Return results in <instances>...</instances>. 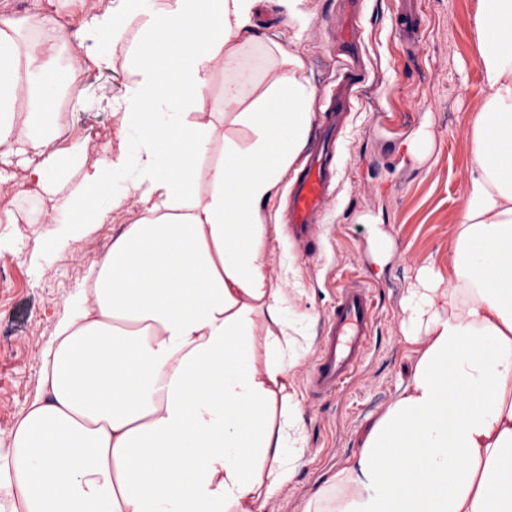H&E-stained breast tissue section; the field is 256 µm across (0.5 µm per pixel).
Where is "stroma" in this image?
<instances>
[{"label": "stroma", "instance_id": "35a3bbf8", "mask_svg": "<svg viewBox=\"0 0 512 512\" xmlns=\"http://www.w3.org/2000/svg\"><path fill=\"white\" fill-rule=\"evenodd\" d=\"M349 0H296L293 26L276 11L257 18L280 45L245 46L243 65L254 74L244 100L267 86L265 73L287 75L284 52H299L317 89L313 112H321L342 73L333 30ZM397 0H364L361 16L364 81L336 145V178L317 224V246L290 240L282 203L274 201L265 250L269 272L290 292L293 333L310 337L294 370L297 398L308 436L303 464L294 480L268 503L265 512H303L312 494L331 480L358 448L372 424L397 399L417 360L415 343L402 329L401 299L422 267H432L440 284L459 222L471 161L470 136L481 103L482 73L473 21L478 0H417L419 28L408 43L396 22ZM75 33V50L91 65L70 79L73 99L64 105L58 146L96 158L104 144L113 154L128 151L137 133L115 112L100 110L99 98L121 96L136 79L129 47L136 28L112 54L97 59L98 36L83 29L79 16L62 14ZM208 161H218L225 141L247 148L253 130L234 115L216 116ZM134 171L113 179L123 202L112 220L89 228L73 248L48 249V205L23 194V177L0 188V211L17 222L0 232V448L8 447L17 421L40 389L38 363L90 267L98 263L125 225L140 215L133 193ZM392 242L379 255L374 230ZM359 283L372 292L377 317L370 342L352 378L336 393L312 395L308 380L338 289Z\"/></svg>", "mask_w": 512, "mask_h": 512}]
</instances>
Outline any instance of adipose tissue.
<instances>
[{"instance_id": "adipose-tissue-1", "label": "adipose tissue", "mask_w": 512, "mask_h": 512, "mask_svg": "<svg viewBox=\"0 0 512 512\" xmlns=\"http://www.w3.org/2000/svg\"><path fill=\"white\" fill-rule=\"evenodd\" d=\"M265 0H118L84 13L109 56L140 22L137 78L98 108L137 133L140 218L112 240L40 357L41 391L0 450L11 512H264L300 466L307 435L294 389L296 340L283 288L268 270L269 204L313 119L306 64L241 111L252 82L242 46L262 44ZM47 0L22 19L0 15V185L20 165L49 196L57 248L103 224L112 176L127 163L56 147L63 71L72 54ZM483 102L455 228L447 287L423 268L402 302L422 340L409 382L361 448L304 512H512V0H479L474 17ZM233 75L219 106L251 126L208 170L203 105L216 65ZM110 208H92L91 196Z\"/></svg>"}]
</instances>
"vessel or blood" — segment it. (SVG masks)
Segmentation results:
<instances>
[{"label": "vessel or blood", "instance_id": "vessel-or-blood-1", "mask_svg": "<svg viewBox=\"0 0 512 512\" xmlns=\"http://www.w3.org/2000/svg\"><path fill=\"white\" fill-rule=\"evenodd\" d=\"M361 72L346 62L342 79L324 111L329 129H336L349 111L353 87ZM333 154L322 150L309 156L297 173L287 199L286 218L293 236H306L329 193ZM376 305L370 291L353 283L341 289L329 317L325 336L314 361L309 389L314 395L335 393L354 373L372 335Z\"/></svg>", "mask_w": 512, "mask_h": 512}]
</instances>
